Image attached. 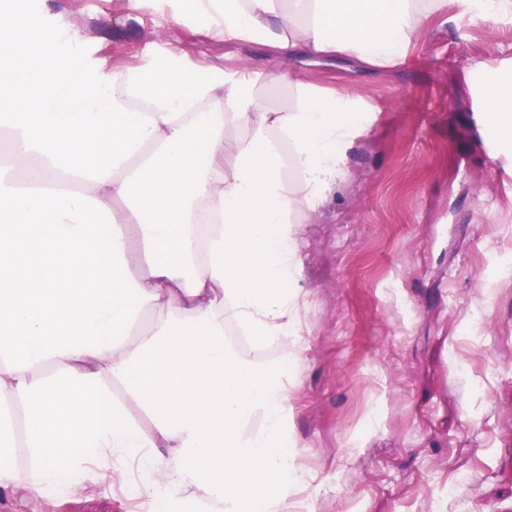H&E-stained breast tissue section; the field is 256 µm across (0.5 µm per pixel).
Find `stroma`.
Listing matches in <instances>:
<instances>
[{"label": "stroma", "instance_id": "1", "mask_svg": "<svg viewBox=\"0 0 512 512\" xmlns=\"http://www.w3.org/2000/svg\"><path fill=\"white\" fill-rule=\"evenodd\" d=\"M80 35L101 72L169 54L188 64L265 60L376 109L309 224L297 286L307 349L282 437L290 512H504L512 506V140L480 113L473 73L512 82V11L433 15L412 63L288 58L213 37L174 0H0ZM456 495H449V484ZM0 512H137L120 483L0 492Z\"/></svg>", "mask_w": 512, "mask_h": 512}]
</instances>
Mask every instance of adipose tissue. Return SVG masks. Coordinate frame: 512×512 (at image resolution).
Masks as SVG:
<instances>
[{
    "label": "adipose tissue",
    "mask_w": 512,
    "mask_h": 512,
    "mask_svg": "<svg viewBox=\"0 0 512 512\" xmlns=\"http://www.w3.org/2000/svg\"><path fill=\"white\" fill-rule=\"evenodd\" d=\"M422 1L176 0L218 36L376 66L405 54ZM58 39L0 15V119L36 185L0 170V404L20 431L0 430V489L68 491L135 462L144 491L281 512L299 386L226 327L300 359V226L345 175L366 105L253 66L104 75Z\"/></svg>",
    "instance_id": "adipose-tissue-1"
}]
</instances>
